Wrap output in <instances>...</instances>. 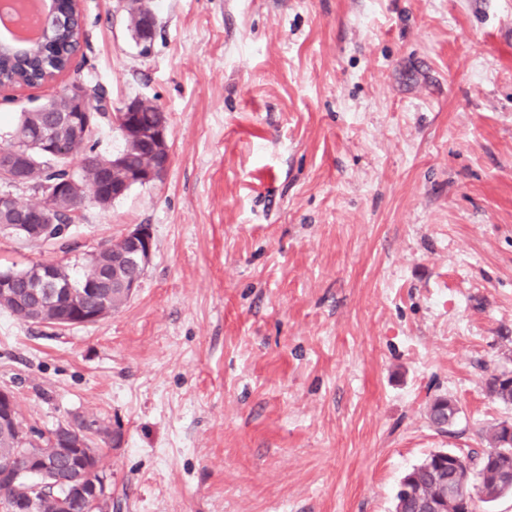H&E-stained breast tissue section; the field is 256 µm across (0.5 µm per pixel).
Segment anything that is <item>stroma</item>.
Instances as JSON below:
<instances>
[{
	"label": "stroma",
	"instance_id": "obj_1",
	"mask_svg": "<svg viewBox=\"0 0 512 512\" xmlns=\"http://www.w3.org/2000/svg\"><path fill=\"white\" fill-rule=\"evenodd\" d=\"M83 0L70 75L156 101L171 161L63 236L0 229V270L80 279L149 225L119 311L52 327L0 309V388L26 428L120 427L118 512H393L431 452L512 423V0ZM456 401L452 425L429 418Z\"/></svg>",
	"mask_w": 512,
	"mask_h": 512
}]
</instances>
